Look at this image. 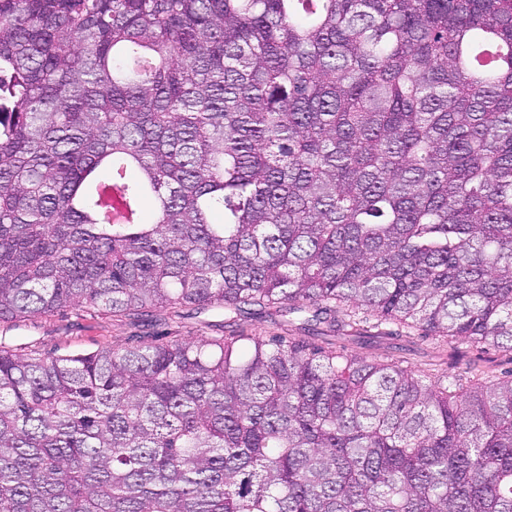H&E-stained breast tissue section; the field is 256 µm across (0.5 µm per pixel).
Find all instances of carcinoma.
<instances>
[{"instance_id": "1", "label": "carcinoma", "mask_w": 512, "mask_h": 512, "mask_svg": "<svg viewBox=\"0 0 512 512\" xmlns=\"http://www.w3.org/2000/svg\"><path fill=\"white\" fill-rule=\"evenodd\" d=\"M508 48L512 0H0V322L311 309L512 353ZM0 512H512V376L0 347Z\"/></svg>"}]
</instances>
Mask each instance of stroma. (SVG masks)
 I'll return each instance as SVG.
<instances>
[{"mask_svg": "<svg viewBox=\"0 0 512 512\" xmlns=\"http://www.w3.org/2000/svg\"><path fill=\"white\" fill-rule=\"evenodd\" d=\"M243 330L251 336H297L306 342L369 361L397 358L418 373L443 368L452 373L479 370L501 376L512 370V354L491 347L480 348L464 342L447 343L407 333L394 323L361 335L342 328L317 324L304 328L303 318L281 316L270 311L257 317L224 322L223 310L191 307L157 312L152 321L137 322L88 309L69 308L51 315H35L0 323V346L20 353L64 354L93 352L109 346L130 347L146 337L182 341L212 340Z\"/></svg>", "mask_w": 512, "mask_h": 512, "instance_id": "35a3bbf8", "label": "stroma"}]
</instances>
